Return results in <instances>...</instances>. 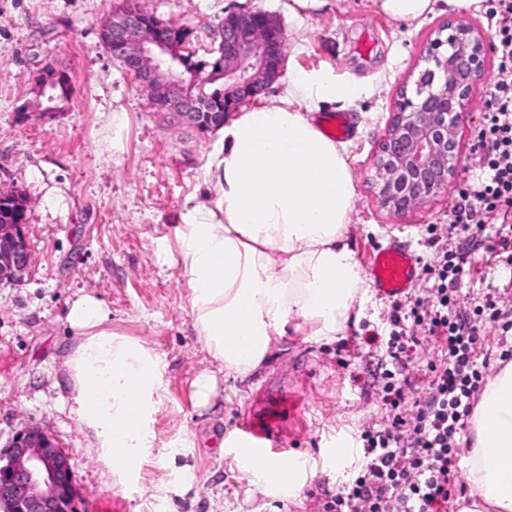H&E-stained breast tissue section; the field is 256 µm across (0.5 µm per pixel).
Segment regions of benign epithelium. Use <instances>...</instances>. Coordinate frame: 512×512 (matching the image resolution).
<instances>
[{
	"mask_svg": "<svg viewBox=\"0 0 512 512\" xmlns=\"http://www.w3.org/2000/svg\"><path fill=\"white\" fill-rule=\"evenodd\" d=\"M112 59L153 93L178 87L174 95L153 102L158 112L187 120L207 131L224 116L254 101L279 77L286 35L262 11L230 13L210 36L208 58L194 60L185 27L142 9L115 12L101 29ZM490 36L473 24L448 21L427 39L414 84H403L392 105V120L375 162V196L379 206L401 215L424 207L447 190L460 163V117L486 76ZM224 78L222 111H211L205 83ZM67 75L55 67L36 78V96L44 98L41 116L58 112L50 89ZM25 220L0 223V284L20 281L32 256ZM78 490L66 452L51 432L28 424L0 448V512H78Z\"/></svg>",
	"mask_w": 512,
	"mask_h": 512,
	"instance_id": "benign-epithelium-1",
	"label": "benign epithelium"
}]
</instances>
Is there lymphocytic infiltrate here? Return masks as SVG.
<instances>
[{
	"label": "lymphocytic infiltrate",
	"mask_w": 512,
	"mask_h": 512,
	"mask_svg": "<svg viewBox=\"0 0 512 512\" xmlns=\"http://www.w3.org/2000/svg\"><path fill=\"white\" fill-rule=\"evenodd\" d=\"M488 2L497 68L504 79L496 84L491 110L474 135L480 173L467 181L453 209L454 223L477 233L458 250L442 252L423 266L433 282L432 299L414 316L442 340L445 356L431 366L428 396L411 414L401 409L404 390L393 372L382 371L388 424L361 433L367 464L324 501L323 512H442L459 485L457 436L487 385V362L478 352L479 323L486 317L512 334V315L500 311L493 298L472 314L457 311L465 267L480 248L482 233L490 234L505 267H512V0ZM494 215L501 224L489 225Z\"/></svg>",
	"instance_id": "f902f5d3"
}]
</instances>
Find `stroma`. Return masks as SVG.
<instances>
[{"label":"stroma","mask_w":512,"mask_h":512,"mask_svg":"<svg viewBox=\"0 0 512 512\" xmlns=\"http://www.w3.org/2000/svg\"><path fill=\"white\" fill-rule=\"evenodd\" d=\"M125 0H0V192L26 205L32 263L17 283L0 285V446L27 424L51 431L75 476L80 512H321L326 496L366 463L358 436L385 424L378 362L388 361L392 302L368 289L345 331L319 341L304 333L283 338L270 360L245 377L227 374L205 349L190 310V289L176 233L189 198L205 201L214 188L207 166L219 135L156 112L133 77L113 60L101 27ZM141 9L206 37L229 12L261 10L287 36L283 76L247 111L275 104L295 71L352 86V101L321 105L345 113L351 127L345 160L355 202L345 234L356 262L390 237L407 241L421 261H433L465 235L451 227L468 179L479 171L474 133L500 79L490 69L461 116V163L446 192L425 208L397 217L375 201L374 161L392 119L399 88L415 73L421 50L442 23L460 19L487 26L483 0L453 9L436 0L414 21L380 12L374 0H137ZM64 70L70 99L50 117H20L34 97L40 67ZM461 302L469 310L494 295L512 312V282L493 241L465 268ZM98 299L114 333L156 355L163 393L150 422L155 446L124 482L111 477L92 439L71 411L66 359L78 341L68 322L81 297ZM408 353L407 410L426 395L429 364L439 346L424 328ZM210 376L208 402L196 395ZM296 379L306 393L302 425L283 440L300 485L286 494L267 478L246 474L229 444L257 392ZM351 444L344 462L331 450Z\"/></svg>","instance_id":"stroma-1"}]
</instances>
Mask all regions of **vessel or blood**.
<instances>
[{
    "label": "vessel or blood",
    "mask_w": 512,
    "mask_h": 512,
    "mask_svg": "<svg viewBox=\"0 0 512 512\" xmlns=\"http://www.w3.org/2000/svg\"><path fill=\"white\" fill-rule=\"evenodd\" d=\"M319 128L323 134L333 138H343L350 133L349 122L340 112L320 116ZM419 265V256L395 236L368 254L362 270L381 296L397 299L417 286ZM305 398L300 388L282 385L265 393L260 404L249 406L239 425L235 456L248 461L256 469L265 468L272 460L286 462L288 448L281 439L282 423L298 419Z\"/></svg>",
    "instance_id": "vessel-or-blood-1"
}]
</instances>
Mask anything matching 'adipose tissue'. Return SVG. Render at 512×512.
Wrapping results in <instances>:
<instances>
[{"label":"adipose tissue","instance_id":"adipose-tissue-1","mask_svg":"<svg viewBox=\"0 0 512 512\" xmlns=\"http://www.w3.org/2000/svg\"><path fill=\"white\" fill-rule=\"evenodd\" d=\"M351 87L301 72L277 104L221 127L212 202H192L177 233L194 325L214 359L243 377L276 342L309 330L341 334L364 284L345 224L355 188L344 144L325 137L312 107L353 98ZM91 296L68 314L79 341L66 361L71 409L112 474L129 476L150 453L149 421L163 388L157 358L106 327ZM475 496L512 512V365L489 384L475 425Z\"/></svg>","mask_w":512,"mask_h":512}]
</instances>
